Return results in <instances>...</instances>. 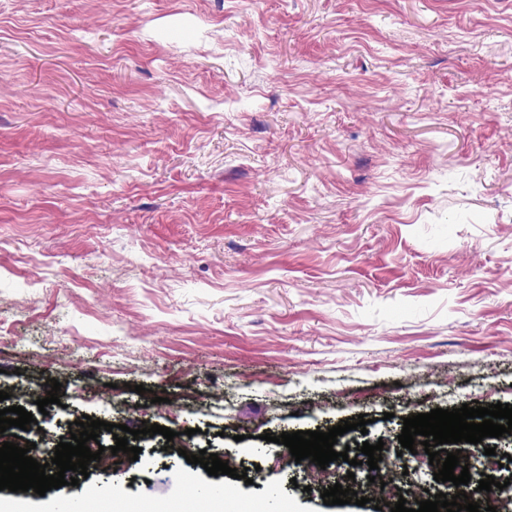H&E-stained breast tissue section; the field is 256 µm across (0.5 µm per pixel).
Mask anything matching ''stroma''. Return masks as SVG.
<instances>
[{
    "label": "stroma",
    "mask_w": 512,
    "mask_h": 512,
    "mask_svg": "<svg viewBox=\"0 0 512 512\" xmlns=\"http://www.w3.org/2000/svg\"><path fill=\"white\" fill-rule=\"evenodd\" d=\"M0 390L42 464L85 414L176 433L26 512L454 495L398 436L512 404V0H0ZM361 416L320 479L273 441Z\"/></svg>",
    "instance_id": "1"
}]
</instances>
